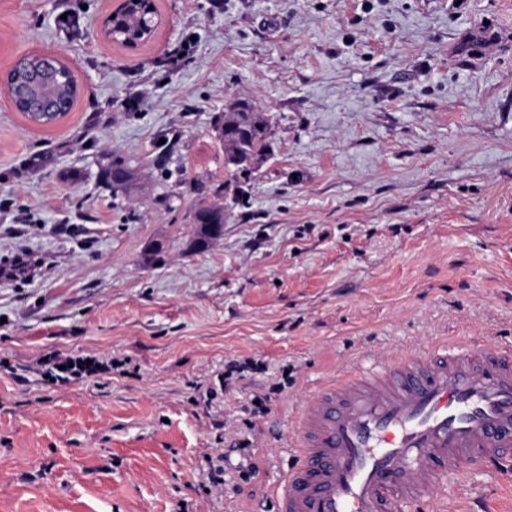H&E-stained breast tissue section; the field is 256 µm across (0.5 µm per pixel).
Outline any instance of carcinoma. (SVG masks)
Here are the masks:
<instances>
[{
  "label": "carcinoma",
  "mask_w": 512,
  "mask_h": 512,
  "mask_svg": "<svg viewBox=\"0 0 512 512\" xmlns=\"http://www.w3.org/2000/svg\"><path fill=\"white\" fill-rule=\"evenodd\" d=\"M158 25L156 8L152 0H127L104 21L105 35L113 42L134 48L149 39ZM7 84L13 100H20V93L29 99L55 100L72 109L77 98V85L67 65L43 67L38 57L21 58L14 72L8 74ZM224 123L232 133L230 141L244 154L264 153L269 148L270 128L263 113L254 110L241 113L228 111ZM224 220V207L206 205L196 210L197 240L210 244L212 238L208 225Z\"/></svg>",
  "instance_id": "cac0c4a2"
}]
</instances>
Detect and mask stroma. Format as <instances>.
I'll list each match as a JSON object with an SVG mask.
<instances>
[{"label":"stroma","instance_id":"obj_1","mask_svg":"<svg viewBox=\"0 0 512 512\" xmlns=\"http://www.w3.org/2000/svg\"><path fill=\"white\" fill-rule=\"evenodd\" d=\"M120 2L0 0V265L43 262L0 279V512H275L323 380L512 343V0H154L134 48ZM36 51L79 89L53 125L4 87ZM233 97L272 128L235 179ZM78 357L105 369L46 378ZM407 512H512V469ZM157 25L153 1L129 0L105 19L104 32L113 42L134 48L149 39ZM213 221H216L217 224H212ZM221 221H224L223 206L206 205L199 207L194 215V224H197V240L205 242V246L207 247L215 240L211 238L207 224H211L213 234L220 235L224 230V224H220ZM40 262L33 255L22 252L16 255L12 263L6 267H0L1 279H15L21 276H29L38 266Z\"/></svg>","mask_w":512,"mask_h":512}]
</instances>
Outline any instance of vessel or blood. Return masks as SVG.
Returning <instances> with one entry per match:
<instances>
[{"label":"vessel or blood","instance_id":"vessel-or-blood-1","mask_svg":"<svg viewBox=\"0 0 512 512\" xmlns=\"http://www.w3.org/2000/svg\"><path fill=\"white\" fill-rule=\"evenodd\" d=\"M276 512H403L465 460L512 458V348L420 351L310 393Z\"/></svg>","mask_w":512,"mask_h":512}]
</instances>
